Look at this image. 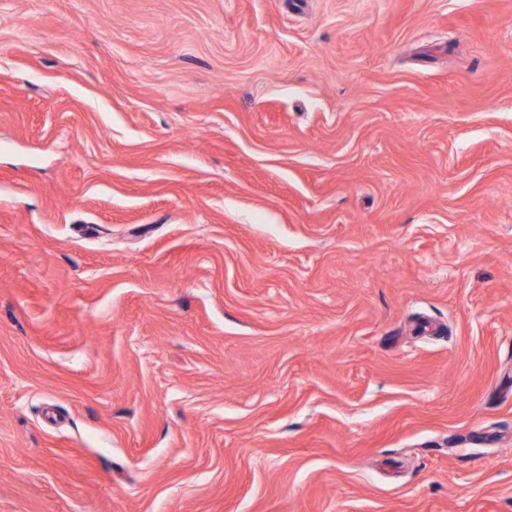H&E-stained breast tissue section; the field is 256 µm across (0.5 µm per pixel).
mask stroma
Segmentation results:
<instances>
[{"label":"stroma","instance_id":"stroma-1","mask_svg":"<svg viewBox=\"0 0 512 512\" xmlns=\"http://www.w3.org/2000/svg\"><path fill=\"white\" fill-rule=\"evenodd\" d=\"M0 512H512V0H0Z\"/></svg>","mask_w":512,"mask_h":512}]
</instances>
